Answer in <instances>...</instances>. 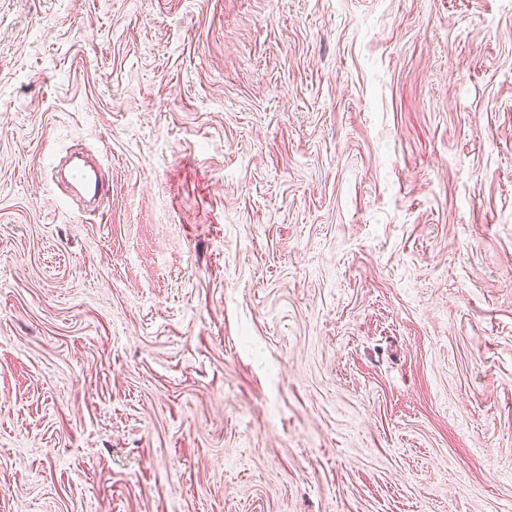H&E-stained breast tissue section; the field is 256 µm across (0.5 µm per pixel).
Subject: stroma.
Listing matches in <instances>:
<instances>
[{
    "mask_svg": "<svg viewBox=\"0 0 512 512\" xmlns=\"http://www.w3.org/2000/svg\"><path fill=\"white\" fill-rule=\"evenodd\" d=\"M0 512H512V0H0ZM69 176L72 183L88 186L93 192L89 202L101 201L103 194L108 191V187H105L104 178L94 171V179H92L84 166L74 165L70 169Z\"/></svg>",
    "mask_w": 512,
    "mask_h": 512,
    "instance_id": "35a3bbf8",
    "label": "stroma"
}]
</instances>
